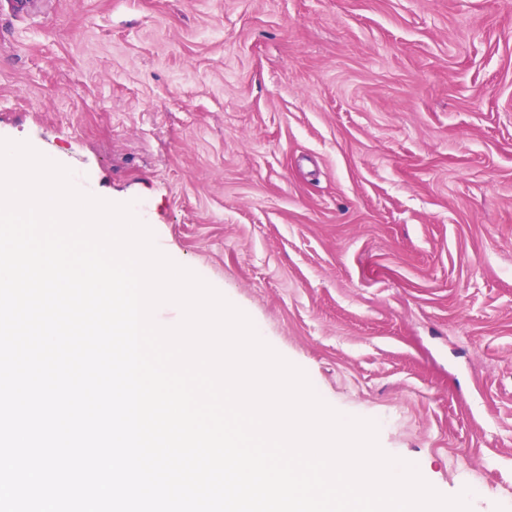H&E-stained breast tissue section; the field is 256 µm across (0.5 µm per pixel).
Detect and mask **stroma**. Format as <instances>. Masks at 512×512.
Returning a JSON list of instances; mask_svg holds the SVG:
<instances>
[{
  "label": "stroma",
  "instance_id": "stroma-1",
  "mask_svg": "<svg viewBox=\"0 0 512 512\" xmlns=\"http://www.w3.org/2000/svg\"><path fill=\"white\" fill-rule=\"evenodd\" d=\"M0 0V139L133 203L339 413L512 512V0Z\"/></svg>",
  "mask_w": 512,
  "mask_h": 512
}]
</instances>
